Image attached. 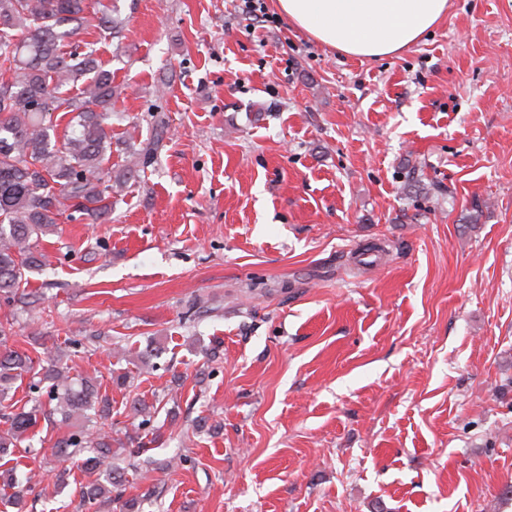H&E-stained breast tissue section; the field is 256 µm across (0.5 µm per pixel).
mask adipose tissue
I'll return each mask as SVG.
<instances>
[{"mask_svg":"<svg viewBox=\"0 0 512 512\" xmlns=\"http://www.w3.org/2000/svg\"><path fill=\"white\" fill-rule=\"evenodd\" d=\"M295 26L344 54L383 58L416 45L448 11V0H275Z\"/></svg>","mask_w":512,"mask_h":512,"instance_id":"obj_1","label":"adipose tissue"}]
</instances>
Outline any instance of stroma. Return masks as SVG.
<instances>
[{
    "instance_id": "1",
    "label": "stroma",
    "mask_w": 512,
    "mask_h": 512,
    "mask_svg": "<svg viewBox=\"0 0 512 512\" xmlns=\"http://www.w3.org/2000/svg\"><path fill=\"white\" fill-rule=\"evenodd\" d=\"M103 2L119 34L77 39L118 88L125 182L111 221L43 237L12 307L13 348L81 340L105 430L148 446L98 512H512V0H449L376 60L240 0ZM57 437L0 457L36 474L24 512H81Z\"/></svg>"
}]
</instances>
